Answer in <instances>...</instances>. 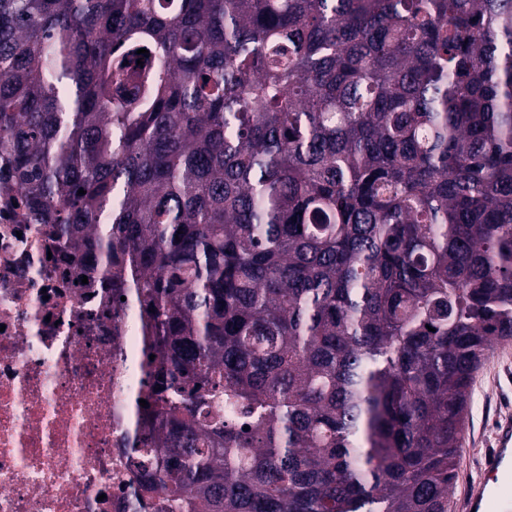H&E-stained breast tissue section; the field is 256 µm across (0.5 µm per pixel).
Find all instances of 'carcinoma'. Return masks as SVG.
Listing matches in <instances>:
<instances>
[{
  "instance_id": "carcinoma-1",
  "label": "carcinoma",
  "mask_w": 512,
  "mask_h": 512,
  "mask_svg": "<svg viewBox=\"0 0 512 512\" xmlns=\"http://www.w3.org/2000/svg\"><path fill=\"white\" fill-rule=\"evenodd\" d=\"M2 165L146 312L142 499L448 512L512 339V0H0Z\"/></svg>"
}]
</instances>
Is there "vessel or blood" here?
<instances>
[{
	"mask_svg": "<svg viewBox=\"0 0 512 512\" xmlns=\"http://www.w3.org/2000/svg\"><path fill=\"white\" fill-rule=\"evenodd\" d=\"M480 478L469 489L470 512H499L505 504L504 485L512 478V418L502 417L494 427V445L479 462Z\"/></svg>",
	"mask_w": 512,
	"mask_h": 512,
	"instance_id": "b4317fda",
	"label": "vessel or blood"
}]
</instances>
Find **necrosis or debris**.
Here are the masks:
<instances>
[{"mask_svg":"<svg viewBox=\"0 0 512 512\" xmlns=\"http://www.w3.org/2000/svg\"><path fill=\"white\" fill-rule=\"evenodd\" d=\"M0 182V512H160L132 451L150 389L143 310L85 277L53 225L26 222Z\"/></svg>","mask_w":512,"mask_h":512,"instance_id":"1","label":"necrosis or debris"}]
</instances>
